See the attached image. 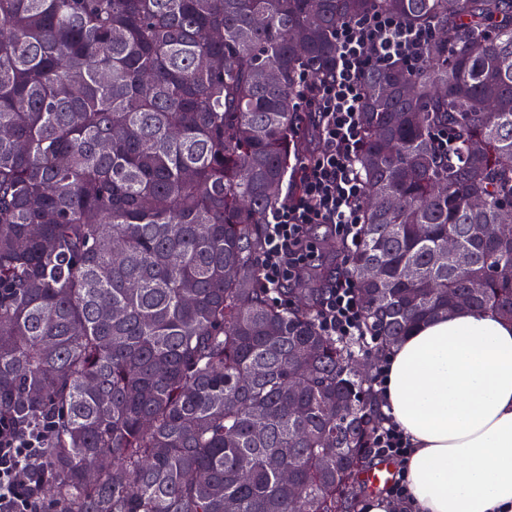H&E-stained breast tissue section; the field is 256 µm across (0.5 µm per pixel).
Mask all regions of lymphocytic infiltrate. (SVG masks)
<instances>
[{
    "mask_svg": "<svg viewBox=\"0 0 512 512\" xmlns=\"http://www.w3.org/2000/svg\"><path fill=\"white\" fill-rule=\"evenodd\" d=\"M427 26H410L375 10L340 23L335 31L336 62L325 75L304 72L298 109L317 134L318 147L301 160L297 182L272 212L265 229L260 282L269 295L283 299L285 290L318 256L309 230L326 225L344 252L362 240L364 184L357 167L362 139L361 104L364 76L371 68L402 63L415 65L431 38ZM318 323L328 335L372 342L355 280L336 270L325 286ZM45 439L44 428L0 421V512H43L41 484L31 463ZM411 448L390 420L374 428L372 457L403 462Z\"/></svg>",
    "mask_w": 512,
    "mask_h": 512,
    "instance_id": "1",
    "label": "lymphocytic infiltrate"
}]
</instances>
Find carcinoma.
<instances>
[{
	"mask_svg": "<svg viewBox=\"0 0 512 512\" xmlns=\"http://www.w3.org/2000/svg\"><path fill=\"white\" fill-rule=\"evenodd\" d=\"M374 9L448 37L364 77L368 351L259 273L307 148L298 77ZM510 201L512 0H0V418L52 423L44 512H358L359 358L462 295L512 320Z\"/></svg>",
	"mask_w": 512,
	"mask_h": 512,
	"instance_id": "1",
	"label": "carcinoma"
}]
</instances>
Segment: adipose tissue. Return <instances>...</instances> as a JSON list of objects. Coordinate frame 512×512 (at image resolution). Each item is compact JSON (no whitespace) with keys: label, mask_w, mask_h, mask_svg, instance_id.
<instances>
[{"label":"adipose tissue","mask_w":512,"mask_h":512,"mask_svg":"<svg viewBox=\"0 0 512 512\" xmlns=\"http://www.w3.org/2000/svg\"><path fill=\"white\" fill-rule=\"evenodd\" d=\"M384 411L413 446L410 512H512V321L462 309L391 345Z\"/></svg>","instance_id":"ef3b65f1"}]
</instances>
